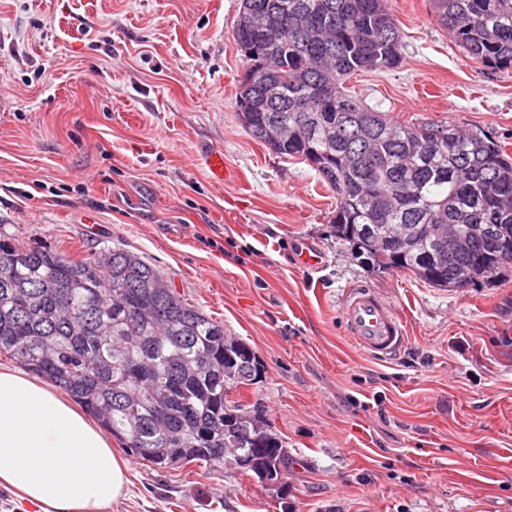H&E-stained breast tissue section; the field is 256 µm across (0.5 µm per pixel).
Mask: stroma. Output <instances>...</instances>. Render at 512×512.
I'll return each mask as SVG.
<instances>
[{
    "label": "stroma",
    "mask_w": 512,
    "mask_h": 512,
    "mask_svg": "<svg viewBox=\"0 0 512 512\" xmlns=\"http://www.w3.org/2000/svg\"><path fill=\"white\" fill-rule=\"evenodd\" d=\"M241 0H0V225L72 257L120 244L250 344L288 448L281 484L145 465L111 512H512V272L463 291L359 257L336 193L239 119ZM403 64L346 87L398 122L479 128L512 154V66L466 56L431 0H387ZM219 149L235 181H212ZM316 247L314 270L295 256ZM400 317L396 356L348 337V289Z\"/></svg>",
    "instance_id": "stroma-1"
}]
</instances>
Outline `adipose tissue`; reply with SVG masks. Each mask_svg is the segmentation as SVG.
Masks as SVG:
<instances>
[{
    "instance_id": "obj_1",
    "label": "adipose tissue",
    "mask_w": 512,
    "mask_h": 512,
    "mask_svg": "<svg viewBox=\"0 0 512 512\" xmlns=\"http://www.w3.org/2000/svg\"><path fill=\"white\" fill-rule=\"evenodd\" d=\"M127 461L49 385L0 369V487L42 512H106L126 492Z\"/></svg>"
}]
</instances>
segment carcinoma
I'll return each instance as SVG.
<instances>
[{
	"instance_id": "cac0c4a2",
	"label": "carcinoma",
	"mask_w": 512,
	"mask_h": 512,
	"mask_svg": "<svg viewBox=\"0 0 512 512\" xmlns=\"http://www.w3.org/2000/svg\"><path fill=\"white\" fill-rule=\"evenodd\" d=\"M432 4L469 58L512 65V0ZM235 41L250 62L243 126L336 191V234L359 255L456 291L512 269V155L481 130L393 121L344 86L403 62L385 0H242ZM0 353L144 462L283 481L284 441L258 405L229 399L261 378L257 353L131 250L74 258L0 231Z\"/></svg>"
}]
</instances>
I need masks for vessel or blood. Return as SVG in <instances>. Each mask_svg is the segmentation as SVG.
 I'll return each mask as SVG.
<instances>
[{"instance_id":"b4317fda","label":"vessel or blood","mask_w":512,"mask_h":512,"mask_svg":"<svg viewBox=\"0 0 512 512\" xmlns=\"http://www.w3.org/2000/svg\"><path fill=\"white\" fill-rule=\"evenodd\" d=\"M206 164L214 182L232 181L234 173L225 163L223 152H210ZM342 315L352 342L370 355L390 357L405 342L401 320L391 306L371 288L350 289L343 304Z\"/></svg>"}]
</instances>
